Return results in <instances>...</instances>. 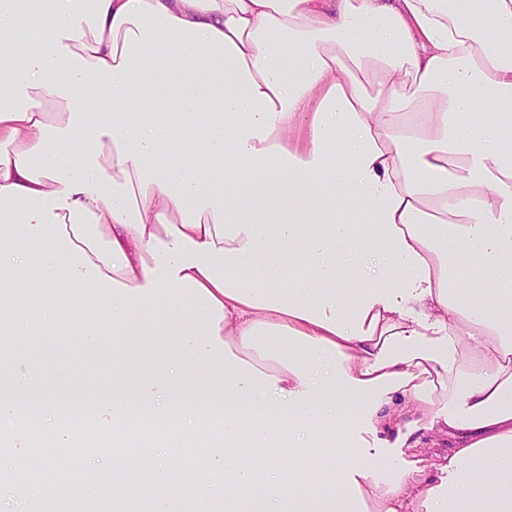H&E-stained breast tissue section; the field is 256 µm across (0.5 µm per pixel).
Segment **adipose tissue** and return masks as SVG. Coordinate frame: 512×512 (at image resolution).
Returning a JSON list of instances; mask_svg holds the SVG:
<instances>
[{
  "mask_svg": "<svg viewBox=\"0 0 512 512\" xmlns=\"http://www.w3.org/2000/svg\"><path fill=\"white\" fill-rule=\"evenodd\" d=\"M89 3L78 30L73 0H0V32L42 36L0 48V262L34 270L0 277V341L63 320L50 300L28 318L42 269L95 279L118 350L179 315L223 399L107 403L116 443L167 418L245 447L220 479L221 452L154 448L194 512H287L305 485L272 457L338 440L349 461L308 512H512V0ZM36 382L0 383L12 441L48 425ZM427 433L446 453L380 477ZM61 469L11 480L27 503L78 493L82 461Z\"/></svg>",
  "mask_w": 512,
  "mask_h": 512,
  "instance_id": "adipose-tissue-1",
  "label": "adipose tissue"
}]
</instances>
